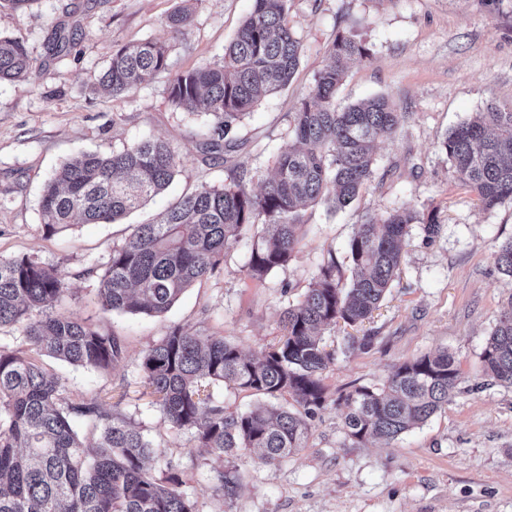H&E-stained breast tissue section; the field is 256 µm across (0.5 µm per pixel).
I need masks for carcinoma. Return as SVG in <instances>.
Instances as JSON below:
<instances>
[{"label": "carcinoma", "instance_id": "carcinoma-1", "mask_svg": "<svg viewBox=\"0 0 512 512\" xmlns=\"http://www.w3.org/2000/svg\"><path fill=\"white\" fill-rule=\"evenodd\" d=\"M287 0H253L236 37L213 63L170 80L169 102L213 123L196 133L203 160L217 162L237 143L233 126L260 97L288 86L301 44L288 28ZM367 49L344 35L329 48V63L294 112L293 138L281 147L275 172L255 192L241 169L230 183L202 185L171 204L156 224H138L112 248L98 297L106 311L161 314L196 281L217 272L228 252L251 242L247 276L264 283L285 267L298 243L305 207L328 186L333 207L350 205L375 174V143L394 134L406 112L384 96L336 109L344 63ZM168 69V48L145 40L112 52L100 84L129 95ZM25 46L0 37V83L26 78ZM457 178L487 209L512 201V107L491 105L462 122L443 141ZM181 164L162 139H142L108 155L82 153L55 172L40 200L41 224L53 235L72 224H109L163 194ZM414 224L435 235L436 213L401 208L365 216L347 242L352 267L345 280L334 258L312 277L302 299L280 316V339L247 356L222 336L173 329L141 360L144 387L177 430L194 433L214 455L258 449L278 462L307 445L311 421L332 402L345 408L347 435L359 442L398 440L448 406L460 380L446 350L402 362L380 388L366 386L332 397L323 372L336 360L322 331L342 321L363 323L397 277L402 245ZM512 277V240L495 252ZM66 288L55 271L26 256H0V327L19 326L28 349H0V512H195L181 490L177 465L168 477L146 466L154 444L124 415L96 397L63 396L59 377L36 360L47 355L75 366L107 371L125 358L112 331L54 312ZM485 375L512 387V297L481 355ZM223 384L269 400L288 394L292 407L272 403L227 413L211 387ZM97 435L91 452L75 422Z\"/></svg>", "mask_w": 512, "mask_h": 512}]
</instances>
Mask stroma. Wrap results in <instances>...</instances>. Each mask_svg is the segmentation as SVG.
I'll use <instances>...</instances> for the list:
<instances>
[{
	"mask_svg": "<svg viewBox=\"0 0 512 512\" xmlns=\"http://www.w3.org/2000/svg\"><path fill=\"white\" fill-rule=\"evenodd\" d=\"M185 4L190 22L174 30L169 18ZM252 7L253 0H35L0 13V34L20 40L33 61L29 77L0 84V255L53 268L67 289L58 313L111 330L128 348L126 360L106 372L47 356L42 366L61 378L65 396L118 400L160 451L149 463L154 475L165 460L178 463L196 512H512V388L481 371L486 341L512 296V277L494 260L512 240V202L483 208L441 146L473 113L512 105V0H288L287 23L302 44L298 69L288 87L243 118L239 150L214 166L202 163L196 140L209 116L174 108L167 75L130 96L100 87L113 50L129 42L164 43L175 72L221 58ZM62 26L76 40L57 53L52 43ZM340 34L364 44L369 56L347 64L337 108L384 95L407 113L396 134L377 143L375 176L356 200L336 211L323 202L307 208L288 265L264 284L247 278L250 246L243 243L165 314L104 311L99 279L133 225L152 223L201 184L224 186L232 165L250 170L256 190L273 175L277 152L292 137V114ZM144 137L170 142L183 158L163 196L113 224L45 234L39 196L61 162ZM404 207L437 212L441 229L429 238L413 225L379 309L357 328L327 329L336 360L324 383L333 393L379 387L396 365L445 350L461 373L445 411L388 445L350 438L343 408L331 404L313 420L306 447L276 464L253 449L216 457L191 432L171 427L144 393V352L179 327L260 353L277 341L282 311L300 300L328 257L349 270L346 244L356 224ZM355 336L370 337V345H352ZM220 471L238 476L234 498L217 482Z\"/></svg>",
	"mask_w": 512,
	"mask_h": 512,
	"instance_id": "1",
	"label": "stroma"
}]
</instances>
